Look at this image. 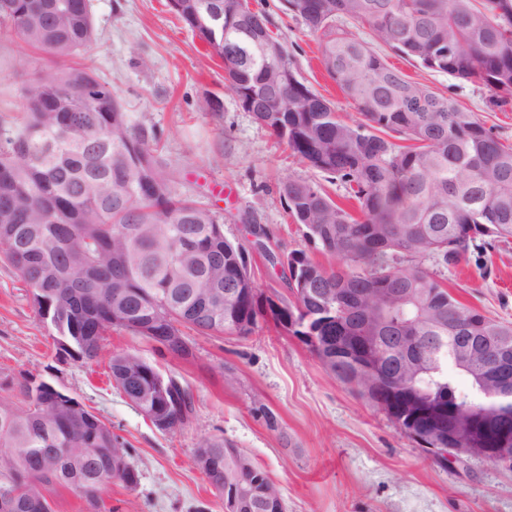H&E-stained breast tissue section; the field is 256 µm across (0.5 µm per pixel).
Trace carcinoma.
Returning <instances> with one entry per match:
<instances>
[{
    "instance_id": "1",
    "label": "carcinoma",
    "mask_w": 512,
    "mask_h": 512,
    "mask_svg": "<svg viewBox=\"0 0 512 512\" xmlns=\"http://www.w3.org/2000/svg\"><path fill=\"white\" fill-rule=\"evenodd\" d=\"M180 20L224 62V87L251 102L255 120L292 155L350 188L355 212L312 181L290 177L281 193L326 266L303 251L286 256L294 300L279 301L295 316L292 331L325 371L359 391L357 367L336 366L323 346L348 323L377 336L374 353L388 358L383 337L429 336L438 369L409 377L410 412L448 399L462 421L474 415L482 383L460 369L448 350V322L462 336L495 330L512 340V323L458 302L421 266L434 257L455 266L472 248L486 250L512 236V145L450 96L407 79L371 43L336 33L349 18L371 36L433 72L477 83L489 104L512 105V0H284L286 11L323 36L320 62L355 106L347 121L299 76L274 35L270 15L248 0H169ZM0 30L24 48L57 61L87 50L95 28L89 0H0ZM272 39L261 52L253 35ZM287 100L265 105L271 88ZM154 129L134 126L110 84L85 65L38 75L16 116H0V261L30 292L34 312L56 350L81 360L102 351L105 333L183 336L192 329L248 335L267 317L273 296L257 285L246 249L224 239L223 224L200 201L180 193L157 156ZM240 288L224 305V283ZM115 387L150 422L173 431L193 413L184 386L137 352L112 353ZM34 375L19 382L22 400L0 396V500L12 512H52L44 496L62 486L97 512L102 489L139 484L138 471L116 449L126 447L107 424L66 393L43 389ZM210 448L206 478L224 512H261L280 488L248 454L222 438Z\"/></svg>"
}]
</instances>
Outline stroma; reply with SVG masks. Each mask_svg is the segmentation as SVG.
Returning <instances> with one entry per match:
<instances>
[{
  "label": "stroma",
  "instance_id": "35a3bbf8",
  "mask_svg": "<svg viewBox=\"0 0 512 512\" xmlns=\"http://www.w3.org/2000/svg\"><path fill=\"white\" fill-rule=\"evenodd\" d=\"M95 40L83 63L112 85L133 125L161 135L162 156L179 192L202 201L224 222V237L251 250L260 288L287 295L288 270L253 248L252 228L264 230L278 255L301 250L325 256L290 217L279 192L291 176L323 185L336 201L347 188L296 159L224 88V64L170 10L168 0H91ZM269 13L300 76L331 100L339 115L357 112L324 72L320 35L310 33L282 0H250ZM20 41L0 33V110L23 102L24 77L14 65ZM408 79L453 96L486 127L512 144V108L487 105L478 84L434 73L378 46ZM149 58L142 66L141 58ZM209 95L219 112L199 111ZM465 305L512 322V239L495 250L470 253L454 267L423 259ZM193 358L161 352L142 337L109 332L106 354L134 350L162 373L176 376L194 396V413L176 430H158L113 385L107 361H57L26 286L0 263V387L33 374L77 397L128 445L139 473L130 490L119 483L101 492L100 512H224L192 457L201 438L221 437L246 452L280 486L286 512H512V470L472 459L443 464L404 435L386 415L330 376L309 348L273 320L248 335L190 333Z\"/></svg>",
  "mask_w": 512,
  "mask_h": 512
}]
</instances>
